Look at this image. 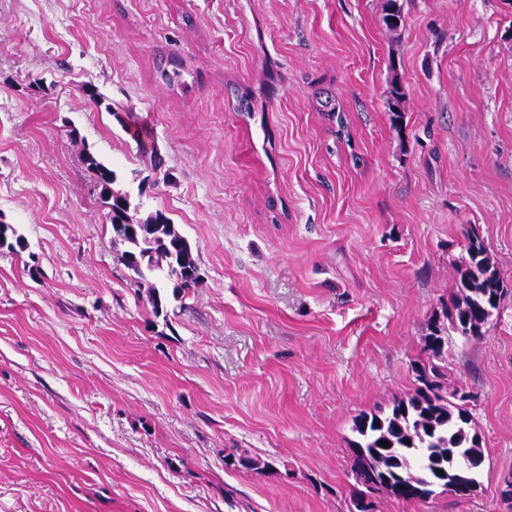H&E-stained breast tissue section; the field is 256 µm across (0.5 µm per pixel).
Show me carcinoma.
<instances>
[{"label":"carcinoma","mask_w":512,"mask_h":512,"mask_svg":"<svg viewBox=\"0 0 512 512\" xmlns=\"http://www.w3.org/2000/svg\"><path fill=\"white\" fill-rule=\"evenodd\" d=\"M385 26L396 30L402 23L401 5L388 0L383 17ZM406 96L403 86L393 79L388 85L386 103L395 117ZM84 161L96 177L99 195L107 209L106 221L115 237L129 245L122 258L125 266L147 282L149 301L155 316L163 311L158 287L147 281V274L167 266L165 278L178 297L199 281L198 267L190 242L180 235L161 211L144 220L129 213L127 195L113 189L116 173L85 152ZM24 249L25 241L16 229L0 220V248ZM506 292L499 271L487 255L483 240L476 232L468 235L464 267L457 290L450 299L452 328L464 337L479 336L492 310ZM427 362L416 368L418 387L409 397L394 403L387 414H361L355 420L358 439L351 443V474L355 481L351 501L356 512H374L373 502H364L365 483L376 482L377 490L405 501L430 499L435 487L465 496V486L477 479L474 469L461 460L470 454L472 462L482 463L478 434L471 432L472 415L467 404L448 390V337L434 320L423 338ZM409 443H404V440ZM385 441L388 447L379 446ZM442 473H436V470Z\"/></svg>","instance_id":"cac0c4a2"}]
</instances>
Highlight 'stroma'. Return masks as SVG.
Segmentation results:
<instances>
[{
	"mask_svg": "<svg viewBox=\"0 0 512 512\" xmlns=\"http://www.w3.org/2000/svg\"><path fill=\"white\" fill-rule=\"evenodd\" d=\"M399 2L393 32L386 0H0V220L26 242L0 249V512H350L354 421L413 393L473 231L507 289L446 346L481 488L372 500L512 512V0ZM172 51L186 85L160 76ZM87 151L193 248L165 315Z\"/></svg>",
	"mask_w": 512,
	"mask_h": 512,
	"instance_id": "1",
	"label": "stroma"
}]
</instances>
